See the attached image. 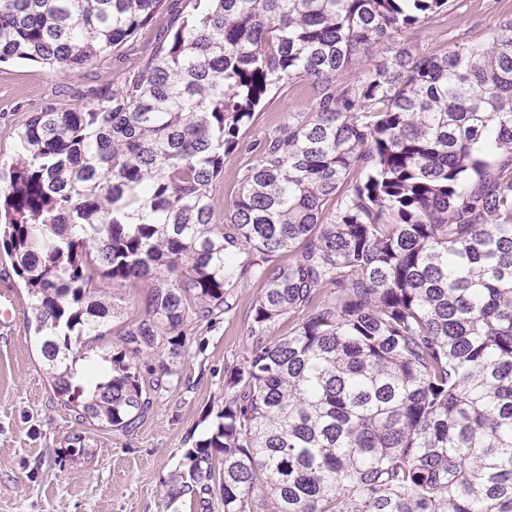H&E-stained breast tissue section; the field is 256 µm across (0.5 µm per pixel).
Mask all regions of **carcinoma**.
<instances>
[{"mask_svg": "<svg viewBox=\"0 0 512 512\" xmlns=\"http://www.w3.org/2000/svg\"><path fill=\"white\" fill-rule=\"evenodd\" d=\"M166 2L0 0V61L82 70ZM192 2L122 85L15 130L0 247L55 396L132 428L182 381L161 361L144 386L143 356L231 313L238 267L261 284L247 347L172 495L217 480L224 512H512V21L350 84L449 0ZM299 78L314 112L263 143L215 227L226 158ZM139 282L144 316L89 393L73 345L110 335L107 288Z\"/></svg>", "mask_w": 512, "mask_h": 512, "instance_id": "cac0c4a2", "label": "carcinoma"}]
</instances>
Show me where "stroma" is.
I'll list each match as a JSON object with an SVG mask.
<instances>
[{
    "instance_id": "stroma-1",
    "label": "stroma",
    "mask_w": 512,
    "mask_h": 512,
    "mask_svg": "<svg viewBox=\"0 0 512 512\" xmlns=\"http://www.w3.org/2000/svg\"><path fill=\"white\" fill-rule=\"evenodd\" d=\"M172 18L160 11L114 55L78 72L56 76L30 61L0 63V161L11 160L15 131L31 112L48 104L70 108L88 102L95 90L129 79ZM510 19L512 0H450L447 11L399 36L396 44L433 53L458 44L486 46L494 30ZM313 109L304 80L269 95L243 143L224 163L213 223H223L226 205L260 158V144L288 118ZM260 288L249 276H239L234 315L211 330L190 325L187 349L175 361L181 385L157 396L136 427L125 432L83 422L55 398L29 325L33 312L27 291L10 258L0 253V296L14 304L10 324L0 327V512H224L219 496H211L205 507L199 496L174 499L169 490L188 469L187 452L224 406L226 368L244 351L250 308ZM119 293L122 312L113 320L112 335L91 343L92 357L117 350V331L143 315L150 290L137 283ZM76 433L88 441L86 456L73 453L70 440Z\"/></svg>"
}]
</instances>
